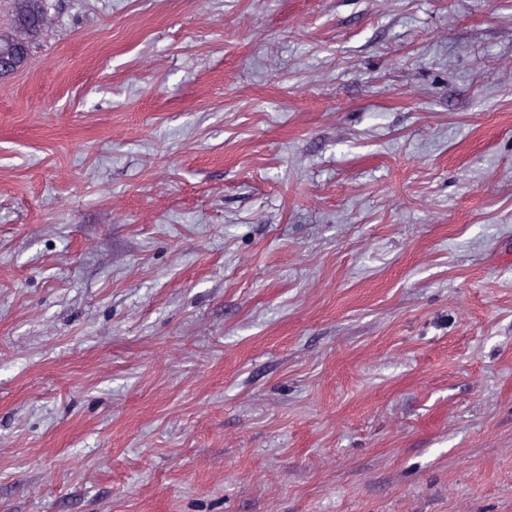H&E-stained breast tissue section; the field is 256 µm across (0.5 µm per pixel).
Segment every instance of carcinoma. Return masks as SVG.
Returning a JSON list of instances; mask_svg holds the SVG:
<instances>
[{
  "label": "carcinoma",
  "instance_id": "1",
  "mask_svg": "<svg viewBox=\"0 0 512 512\" xmlns=\"http://www.w3.org/2000/svg\"><path fill=\"white\" fill-rule=\"evenodd\" d=\"M49 0H11L13 30L0 33V56L10 57L14 62L13 72L24 70L30 63L31 53L20 54L16 47V37L25 34L29 44L38 43L46 29Z\"/></svg>",
  "mask_w": 512,
  "mask_h": 512
}]
</instances>
